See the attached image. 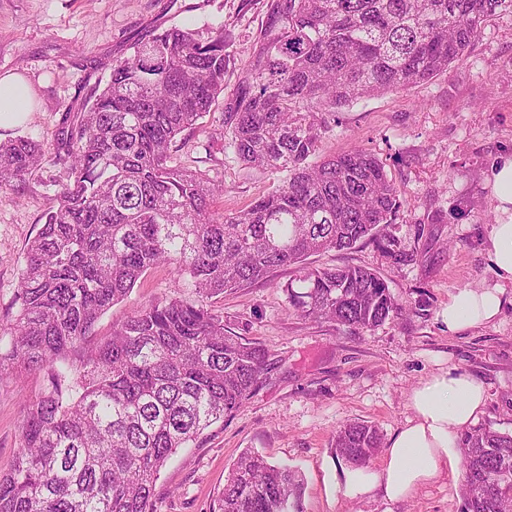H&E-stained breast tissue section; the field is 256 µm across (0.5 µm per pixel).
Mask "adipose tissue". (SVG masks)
Returning a JSON list of instances; mask_svg holds the SVG:
<instances>
[{"label": "adipose tissue", "mask_w": 512, "mask_h": 512, "mask_svg": "<svg viewBox=\"0 0 512 512\" xmlns=\"http://www.w3.org/2000/svg\"><path fill=\"white\" fill-rule=\"evenodd\" d=\"M488 253L498 281L482 288H462L450 296L440 313L449 333L485 325L500 314L505 285L512 282V220L492 226ZM484 399L483 385L458 366L431 374L410 393V416L391 440L381 468L374 473L344 470L337 491L354 498L378 487L389 501L407 498L437 478L443 463L453 461L457 436L475 421Z\"/></svg>", "instance_id": "obj_1"}]
</instances>
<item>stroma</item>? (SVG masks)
Returning a JSON list of instances; mask_svg holds the SVG:
<instances>
[{
  "label": "stroma",
  "instance_id": "stroma-1",
  "mask_svg": "<svg viewBox=\"0 0 512 512\" xmlns=\"http://www.w3.org/2000/svg\"><path fill=\"white\" fill-rule=\"evenodd\" d=\"M265 13L266 0H0V75L22 74L36 96L34 111L0 123V140L23 136L45 148L38 170L0 194V324L11 311L26 244L57 204L63 169L51 144L65 114L80 112L92 89L105 87L113 63L129 55L134 40L175 25L204 39L224 30L231 54L224 93L232 95ZM317 119L321 155L359 147L380 159L403 201L396 234L419 255L396 266L367 242L307 262L373 270L404 310L361 334L299 317L285 291L296 276L291 267L205 299L233 332L267 346L276 365L239 412L168 460L156 484L157 512H211L233 462L248 449L300 469L304 512H460L459 462L403 501H387L378 488L347 498L336 491V474L347 463L331 446L349 419L374 424L391 440L409 415L412 388L450 365L485 387L477 425L512 432V304L490 323L455 335L439 317L459 289L496 281L487 247L502 214L491 174L512 157V13L491 16L447 74ZM202 125L177 144L170 163L223 185L214 210L249 208L284 180V173L242 166L225 148L223 102ZM172 280L169 266L150 269L101 317L96 334L109 335L114 323L167 293ZM41 384L38 376H0L2 472L17 453L25 403Z\"/></svg>",
  "mask_w": 512,
  "mask_h": 512
}]
</instances>
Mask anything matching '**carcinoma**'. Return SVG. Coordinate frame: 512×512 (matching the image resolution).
<instances>
[{
    "instance_id": "obj_1",
    "label": "carcinoma",
    "mask_w": 512,
    "mask_h": 512,
    "mask_svg": "<svg viewBox=\"0 0 512 512\" xmlns=\"http://www.w3.org/2000/svg\"><path fill=\"white\" fill-rule=\"evenodd\" d=\"M499 11L512 0H267L224 128L244 166L288 177L228 215L211 210L218 187L206 175L167 165L177 136L200 128L224 93V30L203 41L173 26L132 44L55 135L65 181L0 327V375L43 379L0 474V512H156L168 459L240 411L273 365L269 348L227 330L196 296L294 266L288 305L303 318L361 333L402 312L371 270L306 265L364 241L397 266L418 256L392 231L402 200L375 155L316 158V114L446 73ZM42 153L28 138L0 141V191L32 175ZM161 264L174 270L168 294L93 339L100 317ZM331 446L364 468L382 435L348 420ZM460 448L461 512H512V433L476 427ZM304 485L298 468L246 451L213 512H304Z\"/></svg>"
}]
</instances>
